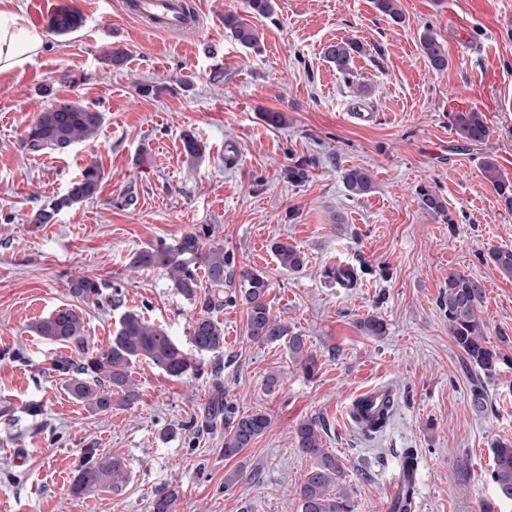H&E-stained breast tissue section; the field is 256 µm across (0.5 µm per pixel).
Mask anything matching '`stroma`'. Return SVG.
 Instances as JSON below:
<instances>
[{
	"mask_svg": "<svg viewBox=\"0 0 512 512\" xmlns=\"http://www.w3.org/2000/svg\"><path fill=\"white\" fill-rule=\"evenodd\" d=\"M32 2L10 0L8 8L43 34L46 48L0 73V512H149L168 485L178 491L177 512H299L296 490L311 461L295 430L310 418L326 427L323 446L344 468L353 512H387L389 484L409 449L418 462L413 512H512L489 477L494 443L512 441V362L492 378L470 368L441 307L449 271L480 280L487 343L512 355V279L482 260L490 248H512V211L482 170L493 158L512 185V12L502 0H399L400 24L374 0H275L268 16L251 14L247 0H191L196 40L144 28L123 0H49L84 19L61 38L31 20ZM228 12L256 29L259 50L225 35ZM427 27L448 49L445 72L420 52ZM342 38L365 47L347 76L324 56ZM116 48L126 52L120 67L107 61ZM360 84L367 94H357ZM64 99L102 113L96 137L65 154L27 153L26 129ZM361 106L373 121L350 119ZM471 109L491 129L485 143H466L454 130L452 113ZM269 110L285 113L286 124H266ZM187 131L203 142L201 158L186 155ZM301 159L309 177L295 183L288 168ZM91 163L104 171L97 195L55 223L31 224L40 200L63 193ZM352 167L370 173L368 193L346 189L342 175ZM423 186L443 199L444 214L419 206ZM129 192L135 203L122 205ZM201 224L215 225L235 267L267 274L271 312L307 340L316 376L289 361L286 344L248 340L243 307L228 305L214 314L224 349L199 356L203 376L173 379L140 362L132 368L138 403L88 412L55 368L75 351L36 336L32 325L68 305L99 345L136 310L188 344L192 305L166 273L128 263ZM279 241L304 254L301 271L280 268L271 250ZM329 268L353 270L356 286L328 284ZM78 275L106 280L101 301L71 293ZM369 316L385 322L384 336L359 331ZM217 361L236 413L271 416L231 460L223 428L165 435L201 419ZM271 373L283 378L272 396L263 385ZM379 383L394 386L399 404L387 427L367 436L347 407ZM476 389L486 411L472 406ZM92 451L122 453V493L71 496ZM234 468L245 476L225 489Z\"/></svg>",
	"mask_w": 512,
	"mask_h": 512,
	"instance_id": "stroma-1",
	"label": "stroma"
}]
</instances>
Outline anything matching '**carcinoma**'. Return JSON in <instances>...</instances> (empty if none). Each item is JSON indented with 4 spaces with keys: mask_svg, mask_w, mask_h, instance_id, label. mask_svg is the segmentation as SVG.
Returning a JSON list of instances; mask_svg holds the SVG:
<instances>
[{
    "mask_svg": "<svg viewBox=\"0 0 512 512\" xmlns=\"http://www.w3.org/2000/svg\"><path fill=\"white\" fill-rule=\"evenodd\" d=\"M375 7L393 23L402 22L398 0H375ZM81 26V16L64 6L59 7L48 20V30L56 36L71 34ZM224 29L240 45L259 49L257 32L241 17L225 14ZM419 45L432 70L442 73L448 69V52L433 30H424ZM362 51L363 45L358 40L342 39L327 46L325 57L338 72L349 74L353 56ZM102 120L99 111L77 101H57L40 113L27 129L22 147L30 154L47 151L65 153L96 134ZM453 126L458 136L470 143H483L490 136L486 118L477 110L455 113ZM482 168L485 178L499 190L504 205L512 210V187L501 182L495 160L484 159ZM102 180L101 169L95 164L88 165L69 182L62 194L48 198L39 206L31 223H55L61 211L96 196ZM343 181L354 195L365 194L372 187L368 171L359 167L345 170ZM418 200L426 211H445L444 201L430 189L420 188ZM208 238L209 232L204 228L182 235L173 244L151 245L136 252L129 267L133 270L165 271L173 288L199 309L198 315L192 319L189 334L191 350L197 354L215 353L224 348V329L213 319V311L238 302L246 311L247 336L259 344L287 341L290 361L306 375H314L318 361L306 339L271 314L266 302L270 288L267 275L248 267L238 272L233 270L230 256L224 254V246L208 245L205 243ZM272 251L282 269L298 271L303 268L305 257L296 248L286 243H275ZM484 260L503 275L512 277V249L492 248ZM201 270L207 279L204 284L199 278ZM236 272L239 273L241 288L239 293L228 295L224 293V283L231 280ZM325 277L342 288H352L356 284V274L348 270H328ZM106 287L104 280L90 276H78L70 282L71 292L85 301L101 300ZM446 288L448 293L442 307L448 316V331L453 342L464 353L469 365L487 376L494 375L499 365L509 361V356L487 345L484 323L479 316L485 296L483 284L469 275L450 271ZM32 330L46 341L69 344L82 353V363L74 366L62 361L59 369L65 373L72 372L66 389L91 413L105 412L115 406H131L140 400L139 388L131 375V368L136 363L144 361L173 378L201 375V369L193 362L188 350L138 311H127L120 317L115 333L103 349L88 348L83 319L69 306L59 307L37 320ZM220 370L221 366L217 365L211 371L215 393L205 407L202 427L211 430L217 422L224 423V458L232 459L265 433L270 425V415L264 411L236 414L232 406L224 402ZM397 406V394L387 396L385 410L362 430L369 434L382 431ZM322 430L323 424L316 418L297 425V448L312 459L310 471L297 491L300 512H352L348 496L336 491L343 468L335 454L322 448ZM490 480L497 497L512 502V442L499 441L494 446ZM127 481L126 462L120 454L92 452L80 467L71 492L77 497L97 492L119 494ZM177 498L175 490L163 488L152 498L150 510L176 512Z\"/></svg>",
    "mask_w": 512,
    "mask_h": 512,
    "instance_id": "obj_1",
    "label": "carcinoma"
}]
</instances>
